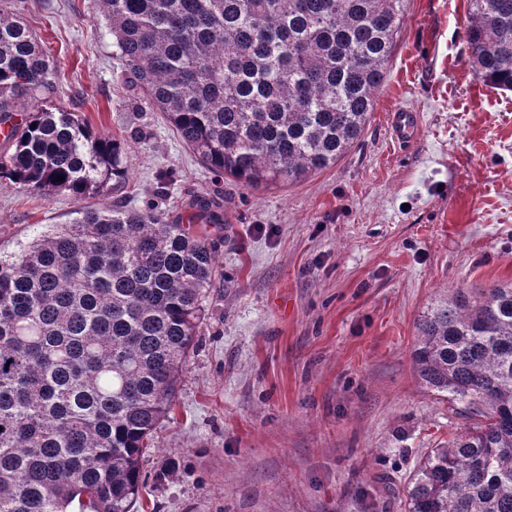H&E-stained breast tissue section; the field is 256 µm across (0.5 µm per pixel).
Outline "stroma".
<instances>
[{
  "mask_svg": "<svg viewBox=\"0 0 512 512\" xmlns=\"http://www.w3.org/2000/svg\"><path fill=\"white\" fill-rule=\"evenodd\" d=\"M57 84L45 104L125 144L126 180L74 199L0 185V257L79 207H155L199 224L219 272L169 420L141 461L135 512H404L425 453L461 417L419 383L416 321L454 289L512 284V92L468 63L470 0H404L360 140L296 183L216 176L123 83L96 0H16ZM419 115L414 143L387 115Z\"/></svg>",
  "mask_w": 512,
  "mask_h": 512,
  "instance_id": "35a3bbf8",
  "label": "stroma"
}]
</instances>
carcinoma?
Masks as SVG:
<instances>
[{"label": "carcinoma", "instance_id": "carcinoma-1", "mask_svg": "<svg viewBox=\"0 0 512 512\" xmlns=\"http://www.w3.org/2000/svg\"><path fill=\"white\" fill-rule=\"evenodd\" d=\"M99 6L138 105L248 188L321 171L360 138L403 13V0ZM464 38L475 76L512 91V0H473ZM52 88L46 49L0 0V122ZM8 141L0 182L30 194L79 199L127 177L121 141L75 112L34 107ZM75 214L0 259V512H134L217 272L208 239L160 211ZM416 329L417 376L465 424L424 455L406 512H512V286L458 288Z\"/></svg>", "mask_w": 512, "mask_h": 512}]
</instances>
